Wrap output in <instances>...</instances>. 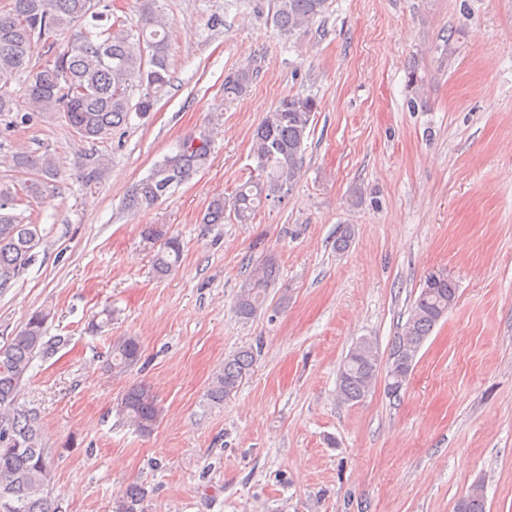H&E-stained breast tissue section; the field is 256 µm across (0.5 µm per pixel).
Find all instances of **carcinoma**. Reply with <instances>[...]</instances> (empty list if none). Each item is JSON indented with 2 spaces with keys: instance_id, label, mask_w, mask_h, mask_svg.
<instances>
[{
  "instance_id": "carcinoma-1",
  "label": "carcinoma",
  "mask_w": 512,
  "mask_h": 512,
  "mask_svg": "<svg viewBox=\"0 0 512 512\" xmlns=\"http://www.w3.org/2000/svg\"><path fill=\"white\" fill-rule=\"evenodd\" d=\"M157 0H143L141 26L134 34L112 12V0H5L0 5V135L26 126L47 112L60 114L82 142L109 139L136 117L147 118L158 97L170 86L167 21ZM327 0H273L271 20L281 35L291 37L315 22ZM45 61H34L36 53ZM257 70L247 65L224 77V96L241 97L256 80ZM23 92L19 109L11 87ZM312 98L286 97L265 113L255 128L251 156L253 174L236 189L231 200L213 198L204 216L206 224H221L231 211L239 224L251 223L265 204L280 200L300 174L304 141L308 136ZM211 154L206 133L185 139L178 151L158 162L128 196L136 210L151 206L172 189L204 168ZM8 166L32 173L22 192L31 199L43 195L60 174L50 153L16 151ZM15 184L0 181V287L4 288L28 266L41 240L39 225L15 213L20 198ZM146 237L160 243L152 268L168 275L181 263L182 249L175 236L154 226ZM273 258L251 271L242 281L234 305L239 320L248 322L262 309L276 279ZM458 288L448 278H425L412 303L402 331L393 337L385 374V392L397 399L406 388L415 361L436 325L456 302ZM46 314L33 313L4 347H0V512H54L50 498L51 465L41 447L36 411L17 402L18 387L33 358L48 352L44 341ZM141 358L135 336L112 343L110 371L123 373ZM253 349L224 359V369L213 380L208 397L220 404L253 371ZM380 360L376 345L358 340L339 370L338 392L349 403H359L377 384ZM119 413L140 432L150 433L159 408L149 387L136 385L121 397ZM144 488L132 483L115 503L114 512H142ZM457 512H486L483 490L472 488L456 504Z\"/></svg>"
}]
</instances>
